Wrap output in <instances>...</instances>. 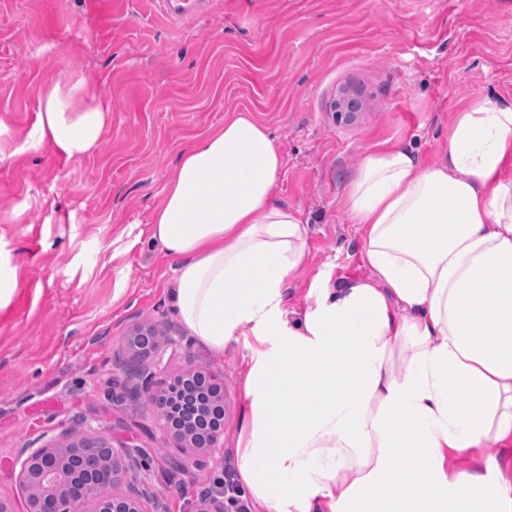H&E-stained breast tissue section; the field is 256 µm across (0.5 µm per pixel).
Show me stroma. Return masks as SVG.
<instances>
[{"instance_id": "obj_1", "label": "stroma", "mask_w": 512, "mask_h": 512, "mask_svg": "<svg viewBox=\"0 0 512 512\" xmlns=\"http://www.w3.org/2000/svg\"><path fill=\"white\" fill-rule=\"evenodd\" d=\"M83 73L111 104L100 144L67 158L35 137L47 81ZM354 90L351 122L331 104ZM512 105V0H214L173 23L152 0H0V497L26 512L11 463L63 430L139 449L133 483L195 512L237 480L243 343L217 358L169 305L173 266L151 221L196 139L248 112L283 157L273 200L308 222L306 267L286 306L312 303L316 276L363 275V231L346 193L362 160L399 144L432 165L458 112ZM178 338L155 372L192 367L224 382L223 448L170 446L158 415L124 390L134 326Z\"/></svg>"}]
</instances>
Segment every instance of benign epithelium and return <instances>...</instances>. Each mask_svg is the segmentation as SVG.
I'll use <instances>...</instances> for the list:
<instances>
[{"label": "benign epithelium", "mask_w": 512, "mask_h": 512, "mask_svg": "<svg viewBox=\"0 0 512 512\" xmlns=\"http://www.w3.org/2000/svg\"><path fill=\"white\" fill-rule=\"evenodd\" d=\"M134 335L140 337L141 352L158 354L159 344L149 331L138 328ZM134 375L141 379L139 393L144 401L163 420L169 441L204 453L219 447L224 433V384L215 376L191 368L158 388L147 369L140 368ZM88 439L108 451L106 460H96V465L108 473L105 480L97 479L89 466L64 467L69 450L81 444V439L68 431L38 448L22 450L26 457L21 461L18 481L27 494L29 512H84L83 505L89 500L98 504L96 512H167L163 493L146 483L127 481L129 473L142 467L137 449L115 446L104 437L90 435Z\"/></svg>", "instance_id": "7a95c632"}]
</instances>
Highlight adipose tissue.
<instances>
[{"label":"adipose tissue","instance_id":"1","mask_svg":"<svg viewBox=\"0 0 512 512\" xmlns=\"http://www.w3.org/2000/svg\"><path fill=\"white\" fill-rule=\"evenodd\" d=\"M111 107L74 72L51 80L35 134L94 151ZM283 159L241 112L180 158L151 238L172 303L212 355L251 336L236 448L252 512H512V107L458 113L446 160L394 145L348 189L367 276L314 281L299 211L272 203Z\"/></svg>","mask_w":512,"mask_h":512}]
</instances>
